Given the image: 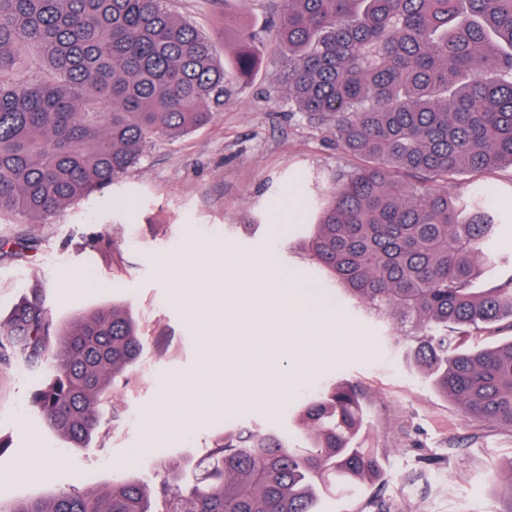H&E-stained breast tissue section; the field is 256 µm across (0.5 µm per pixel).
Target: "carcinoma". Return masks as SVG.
<instances>
[{"label": "carcinoma", "mask_w": 512, "mask_h": 512, "mask_svg": "<svg viewBox=\"0 0 512 512\" xmlns=\"http://www.w3.org/2000/svg\"><path fill=\"white\" fill-rule=\"evenodd\" d=\"M269 10L263 33L238 30L236 79L274 48L289 106L362 160L311 201L309 260L368 311L413 328L411 356L468 418L512 433V338L469 344L503 321L512 330V274L493 278L503 217L480 183L512 169V0H269ZM20 49L47 76L17 80ZM231 93L214 41L168 0H0V214L52 222L126 178L148 146L211 123ZM461 174L474 182L448 192ZM141 349L123 307L60 324L38 285L0 320L1 368L18 355L53 362L30 406L75 448ZM366 417L362 392L341 382L299 411L304 447L241 429L200 477L170 467L158 484L88 480L0 512H319L330 480L358 487L381 471L361 444ZM492 480L512 512V462Z\"/></svg>", "instance_id": "obj_1"}]
</instances>
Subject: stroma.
<instances>
[{
    "label": "stroma",
    "mask_w": 512,
    "mask_h": 512,
    "mask_svg": "<svg viewBox=\"0 0 512 512\" xmlns=\"http://www.w3.org/2000/svg\"><path fill=\"white\" fill-rule=\"evenodd\" d=\"M219 48L233 69L235 30L224 27L223 0H171ZM272 50L261 55L251 80L234 87L222 114L173 142L150 147L119 184L70 207L51 224L0 223V316L24 289L43 283L46 301L62 322L108 304L128 306L143 339L136 366L99 404L102 425L87 447L56 455L60 437L33 413L19 414L39 377L17 380L0 369V502L71 489L89 479L110 486L118 478L159 480L169 463L197 464L226 431L245 426L294 434L291 413L339 380L358 386L367 403L364 447L376 449L381 474L356 491L326 496L321 512H499L492 475L512 462V433L462 414L436 390L408 355V326L343 300L335 352L276 403L253 405L225 417L195 412L181 435H150L156 414L174 401V381L202 371L201 331L180 299L165 258L184 253L201 261L230 252L269 256L285 269L309 271L311 262L290 225L305 220L314 181L354 168L358 160L325 126L289 111L276 79ZM495 208L507 218L497 248L512 253V170L486 178ZM95 267L83 288L66 280ZM357 337L350 346L349 337ZM120 405V421L112 407ZM41 449L50 480L14 479L18 463Z\"/></svg>",
    "instance_id": "stroma-1"
}]
</instances>
